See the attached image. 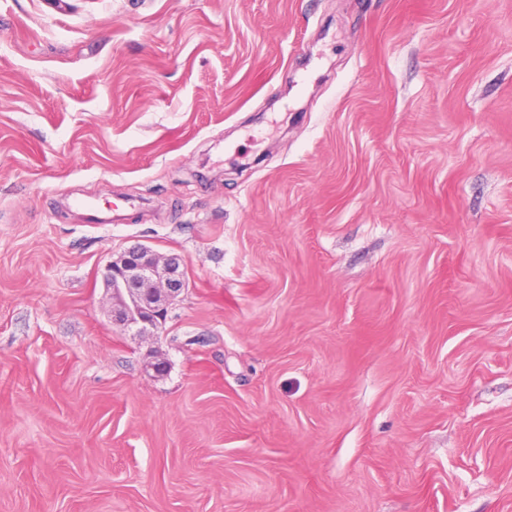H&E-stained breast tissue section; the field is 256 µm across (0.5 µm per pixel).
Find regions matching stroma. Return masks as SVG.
<instances>
[{"label":"stroma","mask_w":512,"mask_h":512,"mask_svg":"<svg viewBox=\"0 0 512 512\" xmlns=\"http://www.w3.org/2000/svg\"><path fill=\"white\" fill-rule=\"evenodd\" d=\"M0 512H512V0H0ZM174 254H158L137 244L127 248L101 271L112 301V322L133 336H150L165 321L169 309L186 287Z\"/></svg>","instance_id":"obj_1"}]
</instances>
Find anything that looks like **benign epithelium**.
I'll list each match as a JSON object with an SVG mask.
<instances>
[{"label":"benign epithelium","instance_id":"benign-epithelium-1","mask_svg":"<svg viewBox=\"0 0 512 512\" xmlns=\"http://www.w3.org/2000/svg\"><path fill=\"white\" fill-rule=\"evenodd\" d=\"M183 260L137 244L108 262L101 271L112 301V323L135 336H150L165 321L186 287Z\"/></svg>","mask_w":512,"mask_h":512}]
</instances>
